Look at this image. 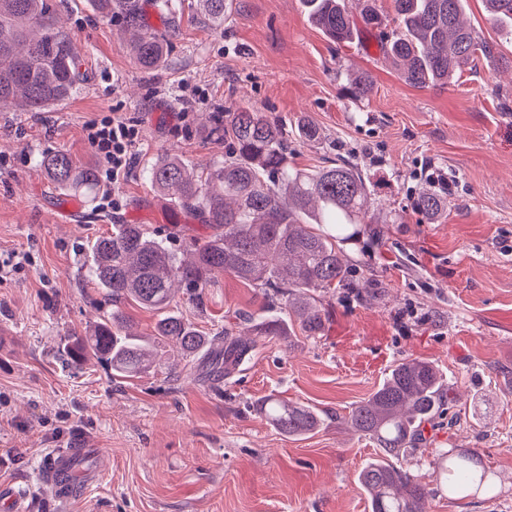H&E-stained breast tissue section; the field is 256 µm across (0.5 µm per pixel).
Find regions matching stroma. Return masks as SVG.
I'll list each match as a JSON object with an SVG mask.
<instances>
[{"label": "stroma", "mask_w": 512, "mask_h": 512, "mask_svg": "<svg viewBox=\"0 0 512 512\" xmlns=\"http://www.w3.org/2000/svg\"><path fill=\"white\" fill-rule=\"evenodd\" d=\"M50 2L76 38L85 79L47 111H0V260L31 258L0 276V485L23 488L28 512H59L39 472L52 453L81 448L96 479L78 486L71 512H371L358 477L379 450L349 430V413L397 363L418 359L454 396L402 461L431 489L428 512H512V40L489 23L483 0H467L464 18L491 58L427 88L399 78L375 34L331 42L300 0H233L222 28L194 20L176 33L150 8L149 23L171 43L151 73L90 0ZM350 70L373 77L363 102L343 92ZM231 104L291 127L309 119L321 137L292 140L295 166L341 149L378 186L389 221L368 251L348 246L359 267L352 288L323 294V335H296L289 347L266 339L229 379L203 383L172 380L165 353L139 378H112L93 361L65 368L61 339L112 307L84 276L89 240L116 224L208 235L145 170L162 154L200 167L222 158L204 117ZM106 115L139 135L128 173L103 184L108 203L89 206L36 163L63 148L98 165L84 127ZM429 163L453 182L433 224L412 207ZM175 301L209 335L229 312H271L264 291L229 274L210 282L202 305ZM271 394L315 408L322 425L280 434L253 411ZM442 448L476 451L493 491L449 495L430 467Z\"/></svg>", "instance_id": "stroma-1"}]
</instances>
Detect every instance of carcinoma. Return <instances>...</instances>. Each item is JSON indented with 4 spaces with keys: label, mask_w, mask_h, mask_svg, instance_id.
Wrapping results in <instances>:
<instances>
[{
    "label": "carcinoma",
    "mask_w": 512,
    "mask_h": 512,
    "mask_svg": "<svg viewBox=\"0 0 512 512\" xmlns=\"http://www.w3.org/2000/svg\"><path fill=\"white\" fill-rule=\"evenodd\" d=\"M98 15L122 19L137 64L161 67L168 41L145 23L143 0H92ZM396 27L387 31V16L376 0H302L311 23L332 42H351L364 30L380 34V50L399 77L412 87L448 84L471 68L492 47L462 18L463 0H392ZM488 20L512 36V0H486ZM191 10L214 28L224 25L228 0H191ZM183 0H162L160 11L178 30ZM82 81L74 35L64 30L46 0H0V108L44 112L68 99ZM373 82L349 74L352 101L366 99ZM213 139L224 142V158L196 169L178 157L161 155L146 176L157 192L212 229L193 240L184 257L172 240L145 224H114L112 232L88 245L89 281L105 291L112 310L86 336H67L58 351L74 368L95 359L114 378L146 373L157 346L173 342L184 365L226 377L250 355L259 337L291 340L293 328L307 336L323 334L328 321L318 292L339 288L353 273L344 245L375 242L369 216L377 200L353 160L336 152L334 162L298 169L288 160V126L248 107L226 108L211 119ZM37 168L60 190L86 201L97 199L101 185L96 168L62 149L41 156ZM414 209L427 220L438 218L448 199L433 186L420 191ZM270 292L280 316L257 321L242 314L224 332L208 336L174 309L175 292L202 303L204 289L217 274ZM132 300L156 313L153 333L129 330L122 304ZM444 402L442 375L429 362L399 363L367 398L355 404L352 431L372 438L380 458L366 465L360 482L371 512H423L427 485L409 469L390 463L416 451L424 427L439 417ZM256 411L287 436H304L321 423L319 413L274 395ZM448 494L486 489L488 471L470 450H441L432 462Z\"/></svg>",
    "instance_id": "carcinoma-1"
}]
</instances>
